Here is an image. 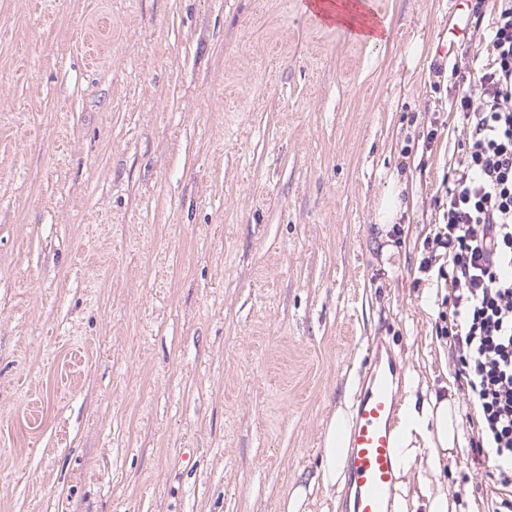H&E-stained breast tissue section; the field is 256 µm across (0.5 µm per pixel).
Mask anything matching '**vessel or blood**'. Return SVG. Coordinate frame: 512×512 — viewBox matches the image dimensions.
<instances>
[{"label": "vessel or blood", "mask_w": 512, "mask_h": 512, "mask_svg": "<svg viewBox=\"0 0 512 512\" xmlns=\"http://www.w3.org/2000/svg\"><path fill=\"white\" fill-rule=\"evenodd\" d=\"M403 359L374 349L363 391L352 419L342 431L348 452V475L343 512H391L397 475L395 431L398 409V374Z\"/></svg>", "instance_id": "vessel-or-blood-1"}]
</instances>
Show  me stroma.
Instances as JSON below:
<instances>
[{"label": "stroma", "instance_id": "35a3bbf8", "mask_svg": "<svg viewBox=\"0 0 512 512\" xmlns=\"http://www.w3.org/2000/svg\"><path fill=\"white\" fill-rule=\"evenodd\" d=\"M455 2L372 0L370 45L305 0H0V512H281L379 342L476 436L419 271ZM431 488L503 493L465 446ZM405 187L404 180H400L398 175L392 177L388 190L384 192L377 208V224H395L393 221L398 211L404 207L401 194Z\"/></svg>", "mask_w": 512, "mask_h": 512}]
</instances>
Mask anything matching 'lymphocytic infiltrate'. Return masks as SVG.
Here are the masks:
<instances>
[{"mask_svg": "<svg viewBox=\"0 0 512 512\" xmlns=\"http://www.w3.org/2000/svg\"><path fill=\"white\" fill-rule=\"evenodd\" d=\"M477 76L451 105L468 138L439 199L422 270L442 291L437 335L482 408L471 450L512 483V0H498Z\"/></svg>", "mask_w": 512, "mask_h": 512, "instance_id": "f902f5d3", "label": "lymphocytic infiltrate"}]
</instances>
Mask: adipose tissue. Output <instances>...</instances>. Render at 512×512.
<instances>
[{"label": "adipose tissue", "mask_w": 512, "mask_h": 512, "mask_svg": "<svg viewBox=\"0 0 512 512\" xmlns=\"http://www.w3.org/2000/svg\"><path fill=\"white\" fill-rule=\"evenodd\" d=\"M317 17L333 27L349 30L353 37L368 44H380L388 37L387 26L373 23L368 15L370 0H314ZM347 422L346 411L335 412L328 423L325 444L314 476L325 494L339 491L347 480L342 461L347 450L341 431ZM399 439L400 471H415L414 486L398 485L393 499L394 512H458V504L447 493H432L430 478L441 473L453 448L461 447L458 415L447 390L422 387L420 397L409 400L396 427Z\"/></svg>", "instance_id": "adipose-tissue-1"}]
</instances>
